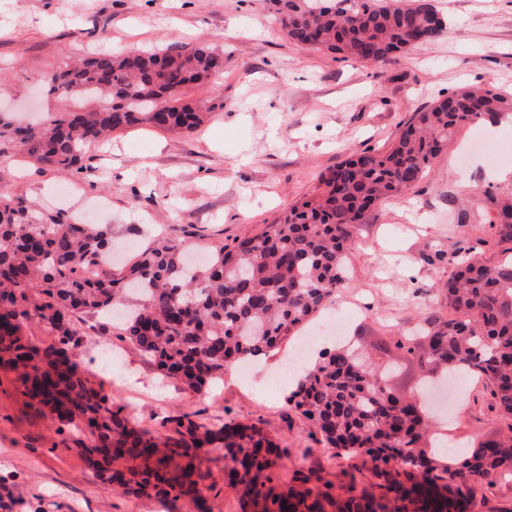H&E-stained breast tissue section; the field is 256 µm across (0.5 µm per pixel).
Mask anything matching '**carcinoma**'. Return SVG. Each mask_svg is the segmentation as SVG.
<instances>
[{"instance_id": "carcinoma-1", "label": "carcinoma", "mask_w": 512, "mask_h": 512, "mask_svg": "<svg viewBox=\"0 0 512 512\" xmlns=\"http://www.w3.org/2000/svg\"><path fill=\"white\" fill-rule=\"evenodd\" d=\"M294 43L383 66L416 45L438 39L445 19L433 0H268ZM224 72V50L191 49L95 54L46 73L49 92L99 98L93 112H60L38 123L0 115V143L59 172L80 168L84 146L131 125L190 131L221 106L189 102L181 91ZM512 112V97L461 89L413 114L385 152L364 150L319 178L317 193L298 201L253 237L224 246L197 269L176 244L140 252L120 272L103 265L108 227L80 224L63 212L35 213L21 197L0 196V369L16 372L17 388L80 436L79 451L99 467L107 486L159 498L184 493L207 475L189 463L203 444L224 449L234 466L228 486L243 485L263 512H322L312 490L273 494L270 469L280 448L253 426L212 430L185 413L160 443L130 425L124 406L94 387L76 361L81 323L102 316L99 333L148 356L167 377L199 390L224 369L277 349L346 283V255L358 225L383 200L411 190L456 131ZM488 224L506 252L495 262L470 258L444 285L456 317L435 320L397 346L421 366L477 375L512 419V194L489 196ZM101 267L97 278L85 269ZM33 317L50 328L44 348L22 337ZM287 401L344 458L364 457L378 482L336 507L342 512H470L475 486L512 472V426L500 440L461 453L423 447L429 421L420 405L384 387L383 374L348 348L322 353L295 381ZM112 446L110 457L99 449Z\"/></svg>"}]
</instances>
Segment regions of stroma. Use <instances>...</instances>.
Segmentation results:
<instances>
[{
  "label": "stroma",
  "instance_id": "1",
  "mask_svg": "<svg viewBox=\"0 0 512 512\" xmlns=\"http://www.w3.org/2000/svg\"><path fill=\"white\" fill-rule=\"evenodd\" d=\"M448 26L383 67L362 64L290 42L265 0H0V95L11 107L33 105L45 118L71 101L47 93L42 75L94 52L156 47H223L218 83L191 87L188 100L219 94L222 109L195 131L133 126L90 146L84 167L60 174L33 159L0 158V195L20 196L39 210L61 208L58 193L75 186L82 199L106 205L99 224L112 230V256L122 264L141 250L172 242L202 256L259 233L294 202L316 193L320 173L349 153L383 151L414 112L468 86L512 92V0H435ZM494 144L512 137V121L459 129L447 151L408 193L381 203L360 225L346 256L348 284L329 313L346 322V338L385 370L395 395L416 399L424 376L398 348V336L452 312L440 287L457 258L499 257L486 222L488 194L512 193V178L496 179L499 163L469 153L474 136ZM469 177L461 186L459 173ZM469 214L468 223L459 215ZM384 349H377V342ZM89 333L77 350L90 381L103 387L137 426L171 435L172 418L194 414L209 428L256 426L280 446L273 467L276 492L308 483L342 501L375 478L362 459L335 457L307 421L285 402L287 386L269 375L288 358L283 342L260 360L252 385L234 369L195 391L164 376L132 345L103 352ZM487 380L471 377L441 429L449 446L495 439L512 425L494 407ZM207 478L198 496L165 501L151 494L106 489L81 455L75 437L50 414L37 413L0 370V512H244L242 488L224 483L222 450L197 449Z\"/></svg>",
  "mask_w": 512,
  "mask_h": 512
}]
</instances>
